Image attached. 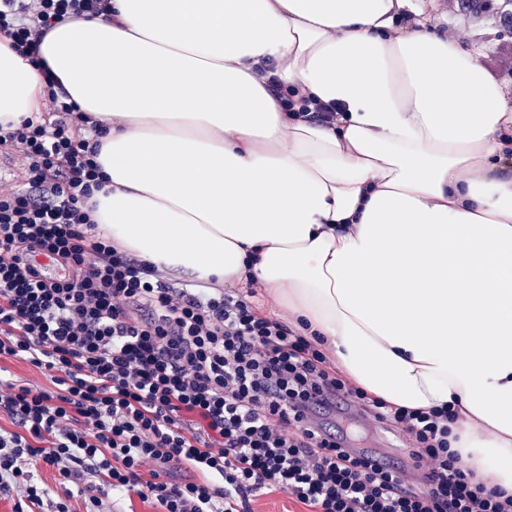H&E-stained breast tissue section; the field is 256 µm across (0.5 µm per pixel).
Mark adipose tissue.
Returning <instances> with one entry per match:
<instances>
[{"label": "adipose tissue", "mask_w": 512, "mask_h": 512, "mask_svg": "<svg viewBox=\"0 0 512 512\" xmlns=\"http://www.w3.org/2000/svg\"><path fill=\"white\" fill-rule=\"evenodd\" d=\"M40 66L0 36V128L68 97L102 133L96 231L168 280L262 283L512 496V108L416 0H111ZM337 106L328 125L289 103Z\"/></svg>", "instance_id": "ef3b65f1"}]
</instances>
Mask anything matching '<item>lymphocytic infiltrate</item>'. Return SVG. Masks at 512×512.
<instances>
[{
    "label": "lymphocytic infiltrate",
    "mask_w": 512,
    "mask_h": 512,
    "mask_svg": "<svg viewBox=\"0 0 512 512\" xmlns=\"http://www.w3.org/2000/svg\"><path fill=\"white\" fill-rule=\"evenodd\" d=\"M108 11L109 0H0V36L34 63L49 30ZM49 102L54 121L0 130V148L26 159L24 185L0 194V361L54 384L0 379V495H17L14 512H70L34 483L38 465L93 512L117 492L162 512H252L275 490L311 512H512V497L473 484L449 452V411L394 407L328 371L310 340L259 314L254 289L177 287L93 239L96 125L66 97ZM48 261L63 275H46ZM339 409L407 436L409 475L320 424ZM175 464L201 480H173ZM1 366L4 369L2 374L6 378L24 380L31 383L35 387H54L48 375H44L38 369L26 362L19 360H9L0 362V367Z\"/></svg>",
    "instance_id": "1"
}]
</instances>
